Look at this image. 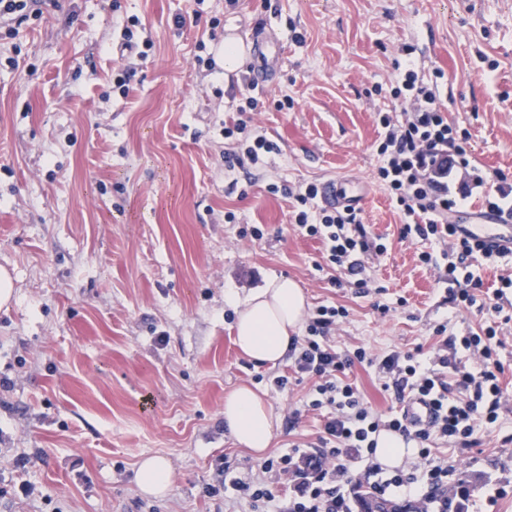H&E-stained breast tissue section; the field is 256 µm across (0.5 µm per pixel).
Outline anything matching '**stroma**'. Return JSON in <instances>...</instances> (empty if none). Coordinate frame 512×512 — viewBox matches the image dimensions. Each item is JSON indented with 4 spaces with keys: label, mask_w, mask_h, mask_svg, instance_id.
<instances>
[{
    "label": "stroma",
    "mask_w": 512,
    "mask_h": 512,
    "mask_svg": "<svg viewBox=\"0 0 512 512\" xmlns=\"http://www.w3.org/2000/svg\"><path fill=\"white\" fill-rule=\"evenodd\" d=\"M259 31L283 48L267 79ZM230 40L244 47L233 70ZM407 59L444 71L438 93L473 159L512 176V0H59L0 23V269L15 288L0 308V512H252L206 487L258 476L321 426L305 410L309 379L276 388L289 360L258 365L234 343L238 300L271 277L295 279L307 309H347L333 334L343 353L417 349L427 361L435 324L458 334L481 322L449 307L374 179L377 114ZM248 93L253 133L280 150L232 170L239 141L224 125ZM336 181L386 246L365 289L329 284L315 268L322 242L267 190ZM502 339L500 423L451 454L464 512H512V323ZM242 384L279 418L260 456L224 427V397ZM152 456L172 472L161 496L136 483ZM491 487L506 496L488 502Z\"/></svg>",
    "instance_id": "35a3bbf8"
}]
</instances>
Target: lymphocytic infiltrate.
<instances>
[{"label": "lymphocytic infiltrate", "instance_id": "lymphocytic-infiltrate-1", "mask_svg": "<svg viewBox=\"0 0 512 512\" xmlns=\"http://www.w3.org/2000/svg\"><path fill=\"white\" fill-rule=\"evenodd\" d=\"M434 76V81H425L409 62L398 72L392 96L401 111L378 114L376 151L381 163L374 178L406 218L402 238L441 244L440 253L423 251L419 260L426 266H444L441 282L451 307H489L496 318L452 337L447 324L436 325L442 348L426 365L410 352L380 358L362 347L338 352L329 332L347 311L318 306L306 336L293 340L289 352L295 373L313 380L307 407L323 411L321 431L316 442L293 445L267 459L261 478L231 479L232 489L254 512H352L351 500L365 484L380 499L400 498L415 512H434L436 496L447 486L453 467L434 455L432 443L442 441L462 450L475 447L478 430L499 420L504 397L500 326L512 322V314L504 310L512 276L500 277L497 288L486 289L476 269L497 265L502 253L473 239L455 217L474 196L486 210L512 211V181L500 173L488 175L467 152L468 132L449 118L437 94L444 73L438 70ZM247 128L241 118L224 128L225 136H240L244 147L241 155L227 157L228 167L261 164L266 154L278 149ZM321 195L314 183L292 191L295 224L323 242L332 286L341 288L351 281L367 287L369 263L385 246L371 241L360 209L318 205ZM462 352L474 356L475 366L461 364ZM357 364L374 367L383 390L390 392L393 405L387 414L368 406L350 381L349 371ZM416 398L431 402L434 410L432 420L422 427L413 426L405 412L406 403ZM383 431L416 441L424 468L407 473L377 463L376 438Z\"/></svg>", "mask_w": 512, "mask_h": 512}]
</instances>
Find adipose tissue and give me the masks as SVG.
Instances as JSON below:
<instances>
[{"label": "adipose tissue", "instance_id": "ef3b65f1", "mask_svg": "<svg viewBox=\"0 0 512 512\" xmlns=\"http://www.w3.org/2000/svg\"><path fill=\"white\" fill-rule=\"evenodd\" d=\"M305 305L304 293L294 280L272 278L238 309L237 346L258 363L280 362L299 330ZM224 423L239 445L260 453L269 448L278 420L256 391L241 386L224 400Z\"/></svg>", "mask_w": 512, "mask_h": 512}]
</instances>
